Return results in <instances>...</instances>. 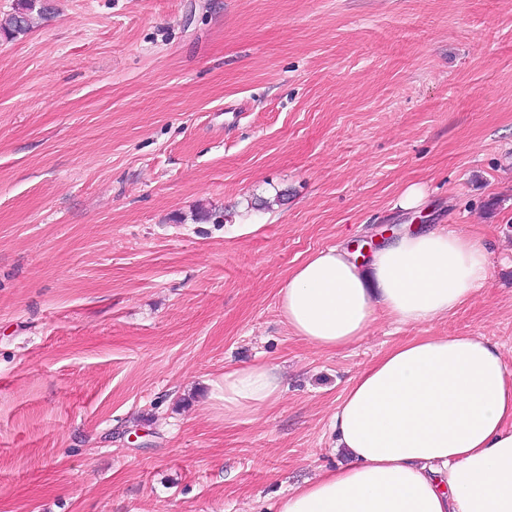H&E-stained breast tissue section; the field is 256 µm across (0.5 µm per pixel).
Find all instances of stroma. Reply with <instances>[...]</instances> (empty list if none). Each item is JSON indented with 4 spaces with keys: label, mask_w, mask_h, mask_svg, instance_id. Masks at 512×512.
<instances>
[{
    "label": "stroma",
    "mask_w": 512,
    "mask_h": 512,
    "mask_svg": "<svg viewBox=\"0 0 512 512\" xmlns=\"http://www.w3.org/2000/svg\"><path fill=\"white\" fill-rule=\"evenodd\" d=\"M51 6L0 38V512H274L393 346L512 367V0ZM403 226L488 239L485 286L336 351L288 329L296 266ZM256 361L282 397L225 417Z\"/></svg>",
    "instance_id": "1"
}]
</instances>
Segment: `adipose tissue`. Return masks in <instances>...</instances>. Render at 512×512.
<instances>
[{"instance_id": "ef3b65f1", "label": "adipose tissue", "mask_w": 512, "mask_h": 512, "mask_svg": "<svg viewBox=\"0 0 512 512\" xmlns=\"http://www.w3.org/2000/svg\"><path fill=\"white\" fill-rule=\"evenodd\" d=\"M490 251L451 230L397 234L361 263L328 247L278 290L283 322L323 350L366 336L378 314L401 326L447 317L482 288ZM284 391L275 367L224 372L225 416ZM330 427L347 461L288 490L277 512H512V369L482 336H415L359 372Z\"/></svg>"}]
</instances>
